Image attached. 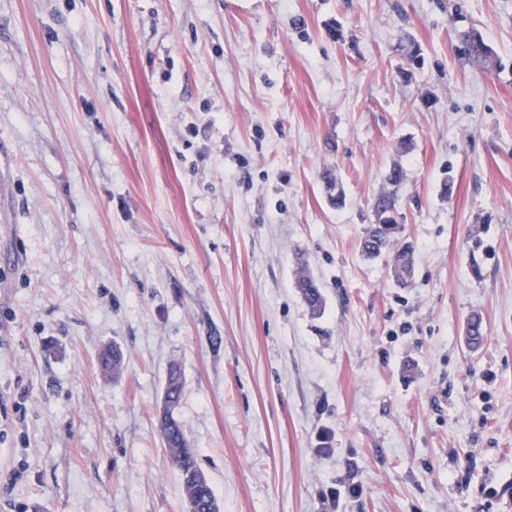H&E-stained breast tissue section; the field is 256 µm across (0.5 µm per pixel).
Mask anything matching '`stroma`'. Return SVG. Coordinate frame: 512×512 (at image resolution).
<instances>
[{
	"label": "stroma",
	"mask_w": 512,
	"mask_h": 512,
	"mask_svg": "<svg viewBox=\"0 0 512 512\" xmlns=\"http://www.w3.org/2000/svg\"><path fill=\"white\" fill-rule=\"evenodd\" d=\"M173 363L221 512H512V0H0V512H185ZM464 41L466 44L465 56L469 63L488 70L496 67L494 56L486 52L482 44L471 39L470 32L464 35ZM404 179L405 173L400 166L395 165L390 168L385 177L386 186L373 197L371 202L374 222L368 225L359 244L360 251L366 258L387 254L394 277L403 285L410 282L414 267V254L411 248L403 245L398 238L401 227L398 190ZM388 212L395 213L393 217L395 224L380 223L381 214Z\"/></svg>",
	"instance_id": "stroma-1"
}]
</instances>
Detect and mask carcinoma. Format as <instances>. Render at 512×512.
I'll return each instance as SVG.
<instances>
[{
  "instance_id": "1",
  "label": "carcinoma",
  "mask_w": 512,
  "mask_h": 512,
  "mask_svg": "<svg viewBox=\"0 0 512 512\" xmlns=\"http://www.w3.org/2000/svg\"><path fill=\"white\" fill-rule=\"evenodd\" d=\"M466 44L465 56L469 63L491 70L496 67V60L486 52L483 45L470 38V34L464 35ZM405 179L404 170L395 165L388 171L386 186L377 193L371 202V212L374 222L368 225L362 237L359 248L363 256L376 258L382 254L388 255L391 268L396 280L405 285L412 278L414 267V254L410 247L403 245L398 234L399 223V197L398 190ZM324 188L330 202L340 207L345 201V193L333 195L339 181L335 174L327 171L323 174ZM308 274H303L298 279L304 300L312 313L317 314L323 308V296L320 288H312L307 280ZM99 365L106 373L118 374L123 367V353L115 345L106 346L99 354ZM184 395V380L181 368L173 364L167 373L164 396L173 399L175 404H180ZM159 432L165 448L168 449L176 468L180 472L186 512H220V507L215 493L200 469L197 462L196 449L190 446L183 422L168 412L160 418Z\"/></svg>"
}]
</instances>
